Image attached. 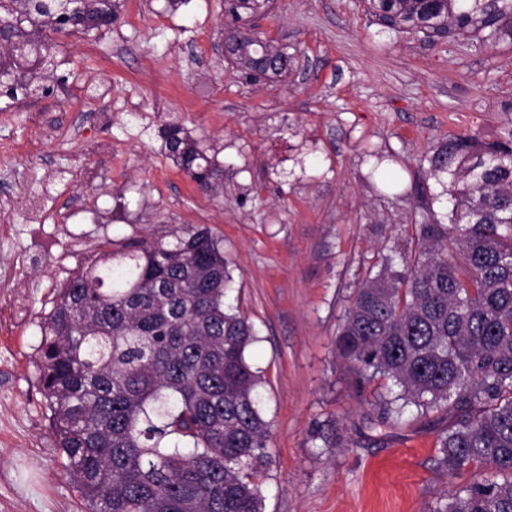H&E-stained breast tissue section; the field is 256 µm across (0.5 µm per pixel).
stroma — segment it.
Wrapping results in <instances>:
<instances>
[{
    "label": "stroma",
    "mask_w": 512,
    "mask_h": 512,
    "mask_svg": "<svg viewBox=\"0 0 512 512\" xmlns=\"http://www.w3.org/2000/svg\"><path fill=\"white\" fill-rule=\"evenodd\" d=\"M260 26L290 69L244 83L213 52L223 0H124L99 37L56 35L65 92L0 98V512H80L38 367L58 288L107 243L205 225L254 329L269 422L264 512H426L440 423L381 426L336 356L340 319L378 252L417 251L448 198L425 175L456 135L512 127V45L488 52L376 24L364 0H274ZM179 122L224 170L203 191L158 136ZM386 160L374 169L376 154Z\"/></svg>",
    "instance_id": "stroma-1"
}]
</instances>
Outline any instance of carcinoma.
<instances>
[{
  "instance_id": "cac0c4a2",
  "label": "carcinoma",
  "mask_w": 512,
  "mask_h": 512,
  "mask_svg": "<svg viewBox=\"0 0 512 512\" xmlns=\"http://www.w3.org/2000/svg\"><path fill=\"white\" fill-rule=\"evenodd\" d=\"M270 0H224L230 55L248 79L278 76L288 56L242 36ZM391 28L495 50L512 44V0H367ZM119 0H0V84L32 95L61 82L53 34H104ZM167 156L204 191L224 170L181 124L159 129ZM428 178L445 188L447 223L416 229L419 250L348 297L336 353L358 387L381 378L379 422L436 412L435 469L488 472L427 512H512V130L492 143L448 141ZM140 239L70 278L42 325L40 380L65 470L84 512H263L269 427L246 360L254 330L227 308L221 241L189 226Z\"/></svg>"
}]
</instances>
